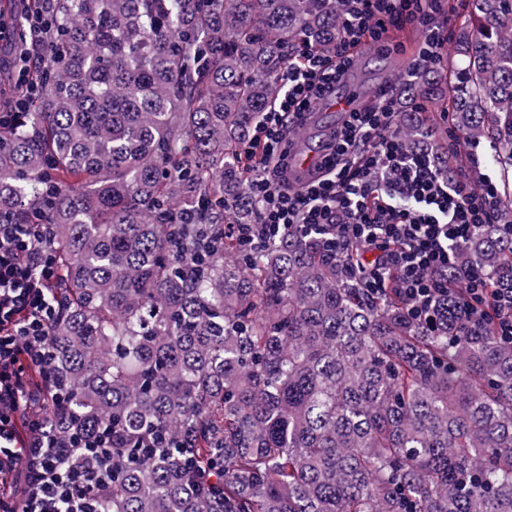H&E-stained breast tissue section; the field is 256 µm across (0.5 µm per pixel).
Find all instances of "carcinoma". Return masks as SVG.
Masks as SVG:
<instances>
[{"label": "carcinoma", "instance_id": "1", "mask_svg": "<svg viewBox=\"0 0 512 512\" xmlns=\"http://www.w3.org/2000/svg\"><path fill=\"white\" fill-rule=\"evenodd\" d=\"M454 123L512 168V0H466ZM50 10L0 224H39L59 279L42 377L66 448L112 453L100 512H512V344L442 300L426 326L320 236L248 253L243 147L336 0H30ZM404 97L438 84L398 78ZM408 150L429 130L402 113ZM512 194L459 264L512 289Z\"/></svg>", "mask_w": 512, "mask_h": 512}]
</instances>
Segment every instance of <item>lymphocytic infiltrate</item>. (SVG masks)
<instances>
[{
  "instance_id": "1",
  "label": "lymphocytic infiltrate",
  "mask_w": 512,
  "mask_h": 512,
  "mask_svg": "<svg viewBox=\"0 0 512 512\" xmlns=\"http://www.w3.org/2000/svg\"><path fill=\"white\" fill-rule=\"evenodd\" d=\"M439 5L342 0L344 31L335 54L297 52L282 94L244 149L252 172L245 194L256 223H228L224 231L253 250L296 227L325 229L332 245L349 255V275L370 295L395 287L422 323L432 322L438 297L454 295L473 332L488 327L512 343V290L492 288L483 267L458 263L474 229L493 222L497 188L446 177L423 155L408 152L397 133L401 105L395 95L380 92L373 104L345 113L317 175L299 185L288 179L293 132L326 93L344 84L356 47L369 43L387 51L389 28L411 23L422 31L412 77L443 71L448 34L434 21ZM57 278L33 225L0 224V512H93L110 489L107 473L63 465L45 416L30 414L35 394L24 371L53 361L48 336L60 314L51 293Z\"/></svg>"
}]
</instances>
